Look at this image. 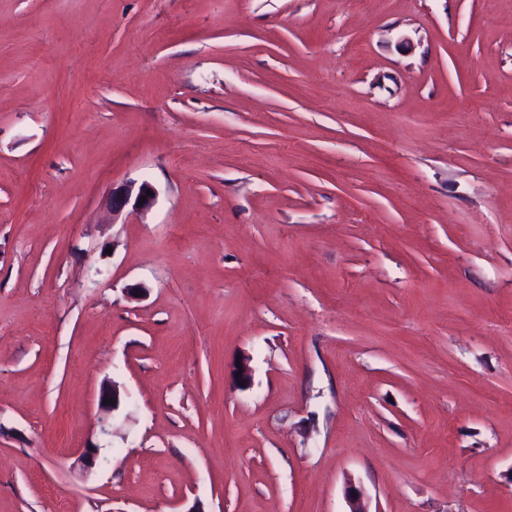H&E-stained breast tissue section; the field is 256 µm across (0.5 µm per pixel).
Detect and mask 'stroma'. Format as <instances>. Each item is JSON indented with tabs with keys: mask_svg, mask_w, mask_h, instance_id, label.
<instances>
[{
	"mask_svg": "<svg viewBox=\"0 0 512 512\" xmlns=\"http://www.w3.org/2000/svg\"><path fill=\"white\" fill-rule=\"evenodd\" d=\"M509 17L0 0V512H512ZM147 190L152 191L154 196H148ZM142 197H145V201L142 205H139ZM154 199L155 190L152 185L147 182H143L138 186L137 191L134 194V184L130 183L117 188L114 191L112 190V212H120L129 205H131L133 211L145 210L153 203Z\"/></svg>",
	"mask_w": 512,
	"mask_h": 512,
	"instance_id": "stroma-1",
	"label": "stroma"
}]
</instances>
